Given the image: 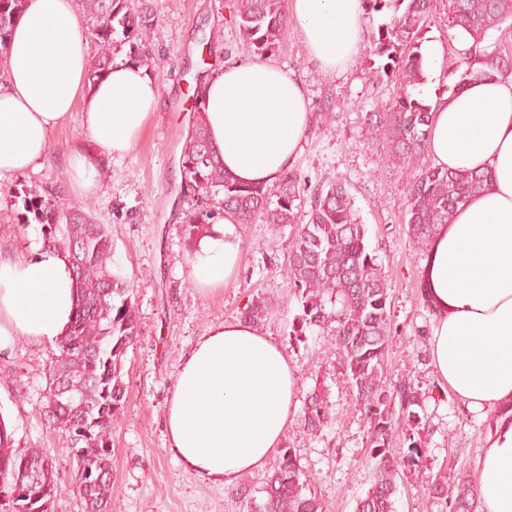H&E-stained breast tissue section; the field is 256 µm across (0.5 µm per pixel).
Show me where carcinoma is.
Instances as JSON below:
<instances>
[{"mask_svg": "<svg viewBox=\"0 0 512 512\" xmlns=\"http://www.w3.org/2000/svg\"><path fill=\"white\" fill-rule=\"evenodd\" d=\"M27 0H0V54L9 50L15 20ZM379 12L393 10L391 21L372 34L375 55L384 60L380 69L391 73L404 87L420 83L423 58L419 34L433 10L434 0H368ZM286 0H236V21L242 37L262 56L274 48L288 24ZM84 14L98 46L88 62L89 85L99 82L115 64L118 49L129 46L128 61L151 65L146 49L154 26L153 9L142 0H82ZM448 25L473 40L471 59L457 66L451 92L472 80L491 79L512 72V53L481 46L489 29L512 20V0H447ZM433 120L432 106L405 92L391 112L368 115L371 130L387 128L391 148L410 170L407 186V233L425 248L438 225L448 224L457 208L486 188L487 176L472 171H448L425 164ZM182 166L201 208L186 218L189 239L207 229L217 213L231 210L248 223L259 217L267 224L291 228L288 277L297 289L299 312L292 329L296 336L318 330L335 337L334 346L344 374L363 406L369 423L370 458L374 483L360 500L356 512H395L399 469L417 464L422 449L414 440L419 425L421 397L414 385H391L384 376L388 349L389 293L377 257L369 252L367 229L357 222L353 199L344 184L336 182L317 194L308 211L297 201L304 189L291 173L271 186L238 182L224 171L212 150L203 120H198L182 149ZM27 212L41 225L44 245L63 252L74 273L76 308L70 326L57 342L48 382L63 376L79 384L72 397L42 408L53 425L69 439L72 484L82 501L98 512L112 504V425L127 404L122 378L123 360L138 337L132 297L134 288L114 270L112 237L107 225L96 223L63 195L49 192L30 200ZM269 311L263 298L252 300L244 313L258 321ZM330 419V405L322 391L311 393L303 426L310 433ZM408 443V455L392 454L397 439ZM301 469L290 449L264 487L261 503L251 512H324L322 504L304 493ZM62 491L51 448H16L12 433L0 421V497L6 512H53ZM432 499L438 512H475L476 494L465 480L450 486L437 480Z\"/></svg>", "mask_w": 512, "mask_h": 512, "instance_id": "obj_1", "label": "carcinoma"}]
</instances>
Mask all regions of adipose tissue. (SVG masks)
I'll list each match as a JSON object with an SVG mask.
<instances>
[{"label": "adipose tissue", "mask_w": 512, "mask_h": 512, "mask_svg": "<svg viewBox=\"0 0 512 512\" xmlns=\"http://www.w3.org/2000/svg\"><path fill=\"white\" fill-rule=\"evenodd\" d=\"M291 7L319 69L336 71L357 56L361 0H292ZM88 55L75 0H28L0 81V178L40 168L53 132L77 105L88 136L69 156L77 189L98 183L102 155L124 154L138 140L158 105V85L144 67L126 62L88 86ZM204 101L211 145L235 180L269 185L292 166L310 125L306 90L294 74L256 60L226 65L208 78ZM432 108L434 165L483 173L488 185L428 245V344L439 384L467 409L495 415L478 460L480 512H512V74L468 83ZM237 221L225 212L197 241L190 275L205 289L222 288L237 266ZM74 301L60 251L0 257V353L19 336L56 343ZM298 381L273 336L237 319L210 328L174 378L169 452L200 477L235 486L280 448L296 415Z\"/></svg>", "instance_id": "1"}]
</instances>
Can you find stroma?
<instances>
[{
    "label": "stroma",
    "mask_w": 512,
    "mask_h": 512,
    "mask_svg": "<svg viewBox=\"0 0 512 512\" xmlns=\"http://www.w3.org/2000/svg\"><path fill=\"white\" fill-rule=\"evenodd\" d=\"M153 7L156 23L148 48L154 63L148 73L161 98L144 133L126 154L108 159L96 189L81 193L72 186L67 153L86 143V132L76 116L57 129L40 169L0 179V255L35 256L43 237L40 225L28 223L25 202L54 188L111 229L113 257L135 289L139 327L123 365L127 406L112 428V512H247L251 501L262 500L265 471L244 475L235 487L213 484L172 457L166 430L174 377L185 355L210 327L241 318L256 296L276 305L261 328L297 367L300 403L318 387L334 414L332 423L314 435L293 421L283 445L296 455L307 492L325 512H356L374 480L369 426L338 365L332 337L291 336L298 303L286 273L288 230L258 218L236 225L240 265L224 288L209 292L190 277L184 219L195 201L183 190L181 153L196 117L192 93L197 78L255 57L236 25L235 0H153ZM420 38L424 78L410 92L430 101L447 94L454 82L451 71L465 57V36L449 27L444 0ZM373 57L374 45L367 40L345 70L323 72L310 61L292 19L266 59L293 72L307 90L311 111L326 115L310 124L292 170L304 199L337 181L349 189L389 292L385 376L393 384L412 380L422 396L416 436L422 459L400 473L396 512H437L430 496L435 480L462 476L479 487L477 459L493 417L465 410L434 373L427 345L432 315L420 294L425 253L407 233L405 170L390 150L387 132L369 133L365 123L366 113L393 107L402 87L372 69ZM56 352V346L21 336L11 353L0 354V418L15 447L54 449L64 486L53 512H83L70 484L67 438L39 409Z\"/></svg>",
    "instance_id": "1"
}]
</instances>
